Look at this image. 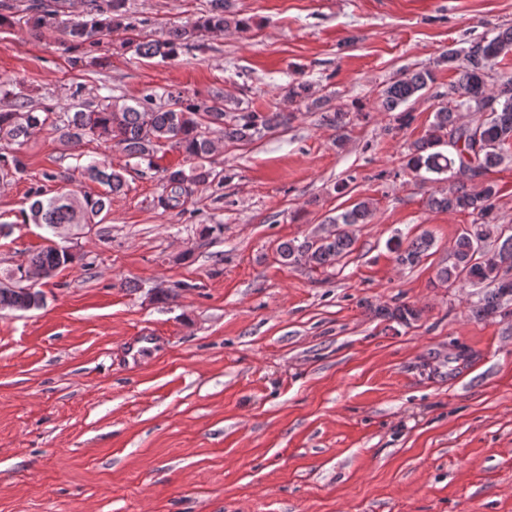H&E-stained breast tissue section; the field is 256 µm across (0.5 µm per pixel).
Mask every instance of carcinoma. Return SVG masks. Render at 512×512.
I'll list each match as a JSON object with an SVG mask.
<instances>
[{"label":"carcinoma","instance_id":"carcinoma-1","mask_svg":"<svg viewBox=\"0 0 512 512\" xmlns=\"http://www.w3.org/2000/svg\"><path fill=\"white\" fill-rule=\"evenodd\" d=\"M62 2L54 0L52 6L33 3L29 10L34 13V30L45 27L62 30L65 51L75 53L71 57L74 65L97 63L98 58L91 52L116 32L126 34L122 45L135 48V53L142 57L171 59L207 33L232 27L250 28L249 20L231 11L229 0H210L207 14L190 25L171 28L166 39H137L131 36L136 27L130 21L126 0H90V19L81 23L65 19ZM510 52L512 28L492 37L474 39L466 48L443 52L436 65H446L455 73L450 88L455 104L435 107L427 133L410 143L405 154L404 168L410 172L447 173L452 179L448 191L434 192L428 197L429 209L466 211L474 216L473 222L455 240L453 262L440 268L437 277L444 284L465 282L481 289L475 307V314L480 318L502 311L507 297L512 296V279L502 272L498 259L503 250H512V235L498 248L488 247L491 225L496 220L498 190L492 182L479 180L512 152V74L495 71L498 59ZM433 82L430 68L408 70L382 91L379 108L397 113L399 125L408 126L414 116L404 105L422 97ZM296 103L305 104L309 111L323 113V121L336 131V147H342L346 138V113L326 110L325 100L312 97L310 84L304 80L290 83L282 102L267 112L253 110L221 92L207 99H193L176 89L165 90L160 95L149 93L131 104L124 98L112 97L99 108L78 104L64 112H39L27 99L18 97L13 108L0 111V139H27L49 126L69 146L75 147L86 138L102 140L119 148L127 157L149 165L161 150H176L193 162V166L188 171L180 166L160 170L163 190L153 203L167 211L183 207L201 185L224 183L225 176L208 165L215 151L213 129H219L227 143L248 144L257 136L288 125L293 118L290 107ZM462 108L473 113L471 122H460L458 112ZM442 146L448 147V151L440 150ZM83 171L89 179L102 185L104 191L95 195L67 191L50 196L40 187L31 190L34 201L27 220L50 230L51 236L46 238V245L9 273L7 281L0 282L1 312L43 307L44 294L27 278L29 270L50 278L72 265L75 255L55 238L63 230L94 223L103 212L111 210L112 197L124 191V173L105 162L90 163ZM371 215L370 202H356L328 220L336 225L328 234L281 242L276 249L280 262L291 266L303 261L315 269L334 267L354 246L355 238L349 227L368 223ZM432 245V235L425 231L406 243L400 239L394 241L391 251L397 263L412 266L420 262Z\"/></svg>","mask_w":512,"mask_h":512}]
</instances>
